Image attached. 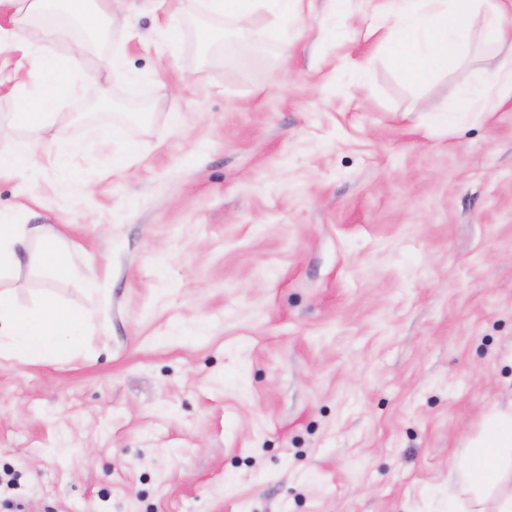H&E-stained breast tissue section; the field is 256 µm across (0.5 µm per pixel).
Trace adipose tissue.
I'll list each match as a JSON object with an SVG mask.
<instances>
[{
  "label": "adipose tissue",
  "instance_id": "ef3b65f1",
  "mask_svg": "<svg viewBox=\"0 0 512 512\" xmlns=\"http://www.w3.org/2000/svg\"><path fill=\"white\" fill-rule=\"evenodd\" d=\"M13 13L10 25H0V48L14 44L27 24L38 21L53 29L63 13L87 33L103 29L112 12V0H6ZM385 48L400 76L423 83L456 70L480 43L504 55L491 77L475 78L463 87L455 106L439 116L441 125L456 128L512 98V0H392ZM36 65L48 78L20 112L30 133L0 150V176L29 172L35 164L39 132L48 129L61 99L75 88L73 78L84 70L81 50L52 55L48 44L31 46ZM85 322L83 313L63 308L52 296L25 307L12 291L0 289V359L51 363L64 346L77 345ZM465 480L475 495H483L512 481V411H494L480 435L468 442Z\"/></svg>",
  "mask_w": 512,
  "mask_h": 512
}]
</instances>
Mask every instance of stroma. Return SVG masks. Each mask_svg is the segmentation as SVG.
I'll return each mask as SVG.
<instances>
[{"label": "stroma", "instance_id": "1", "mask_svg": "<svg viewBox=\"0 0 512 512\" xmlns=\"http://www.w3.org/2000/svg\"><path fill=\"white\" fill-rule=\"evenodd\" d=\"M182 7L62 24L85 69L50 132L75 151L0 178L79 270L0 286L90 316L54 363L0 359V505L475 512L468 441L512 410V100L433 118L497 53L410 84L383 50L358 68L388 0L241 28ZM47 78L0 51L1 149Z\"/></svg>", "mask_w": 512, "mask_h": 512}]
</instances>
